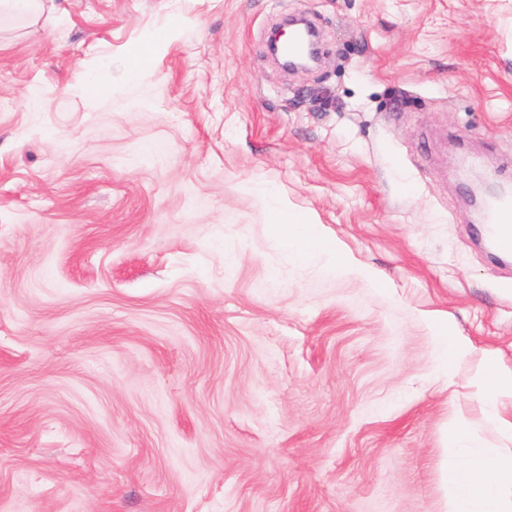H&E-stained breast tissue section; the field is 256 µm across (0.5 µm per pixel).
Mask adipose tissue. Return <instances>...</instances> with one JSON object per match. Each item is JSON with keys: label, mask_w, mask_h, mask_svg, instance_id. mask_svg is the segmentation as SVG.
I'll use <instances>...</instances> for the list:
<instances>
[{"label": "adipose tissue", "mask_w": 512, "mask_h": 512, "mask_svg": "<svg viewBox=\"0 0 512 512\" xmlns=\"http://www.w3.org/2000/svg\"><path fill=\"white\" fill-rule=\"evenodd\" d=\"M282 240L302 260L323 247L317 225L295 215L289 216ZM471 436L463 420L449 432L454 460L445 478L448 512H512V496L503 493L512 485V457L474 447Z\"/></svg>", "instance_id": "1"}]
</instances>
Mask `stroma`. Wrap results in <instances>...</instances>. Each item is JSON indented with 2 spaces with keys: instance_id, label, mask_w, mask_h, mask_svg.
<instances>
[{
  "instance_id": "obj_1",
  "label": "stroma",
  "mask_w": 512,
  "mask_h": 512,
  "mask_svg": "<svg viewBox=\"0 0 512 512\" xmlns=\"http://www.w3.org/2000/svg\"><path fill=\"white\" fill-rule=\"evenodd\" d=\"M294 13L308 72L267 50ZM474 164L512 183V0L0 14V512H443L455 419L512 453L474 388L512 370ZM286 226L282 241L299 259L305 260L312 252L323 249V239L316 224L289 214ZM440 342L444 351L448 371H454V365L465 350V346L460 338L449 327L441 333Z\"/></svg>"
}]
</instances>
